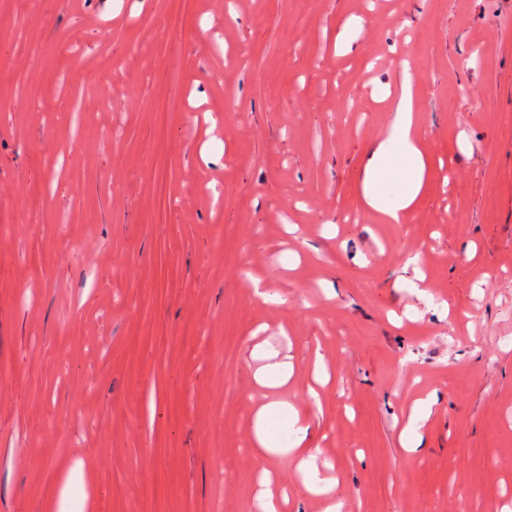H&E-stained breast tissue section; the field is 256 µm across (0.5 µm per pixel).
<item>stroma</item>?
<instances>
[{"label":"stroma","mask_w":512,"mask_h":512,"mask_svg":"<svg viewBox=\"0 0 512 512\" xmlns=\"http://www.w3.org/2000/svg\"><path fill=\"white\" fill-rule=\"evenodd\" d=\"M31 7L0 0V102L40 91L36 117L0 115V212L27 223L0 222V512H257L266 471L281 512H324L253 427L273 398L313 411L317 356L308 454L346 512L512 505V0H42L36 47L15 31ZM168 12L194 35L174 119ZM103 78L115 103L75 111ZM406 92L430 169L383 224L363 172ZM261 347L292 363L287 389L255 382Z\"/></svg>","instance_id":"stroma-1"}]
</instances>
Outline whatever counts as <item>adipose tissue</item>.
Returning a JSON list of instances; mask_svg holds the SVG:
<instances>
[{
	"label": "adipose tissue",
	"instance_id": "1",
	"mask_svg": "<svg viewBox=\"0 0 512 512\" xmlns=\"http://www.w3.org/2000/svg\"><path fill=\"white\" fill-rule=\"evenodd\" d=\"M411 96H404L398 104L396 121L388 135L372 153L363 177V201L376 211L382 223H402L427 177V163L420 148L423 132L419 129L413 112ZM397 178V192L392 201H384L380 185L390 178ZM287 414L295 426L288 453L301 456L299 465L303 473L305 489L312 494L329 496L325 512H340L342 505L333 501L331 494L335 484L321 477L318 469L303 459L310 436L309 424L303 423L299 411L288 402L271 400L260 405L254 413V434L260 447L278 451L279 445L271 432V419L277 414Z\"/></svg>",
	"mask_w": 512,
	"mask_h": 512
}]
</instances>
